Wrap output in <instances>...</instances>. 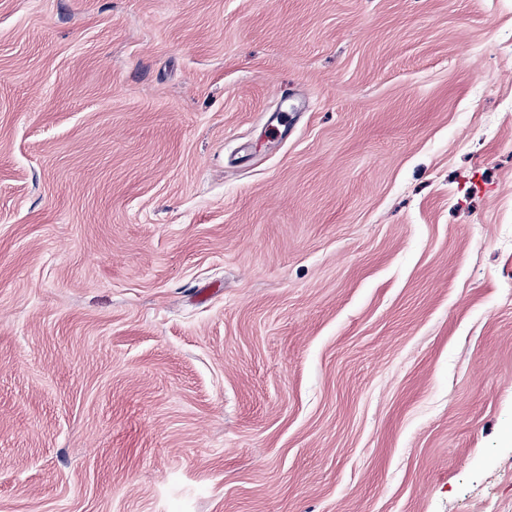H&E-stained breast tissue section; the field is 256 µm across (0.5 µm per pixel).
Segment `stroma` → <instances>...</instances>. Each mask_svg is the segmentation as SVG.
<instances>
[{
    "label": "stroma",
    "mask_w": 512,
    "mask_h": 512,
    "mask_svg": "<svg viewBox=\"0 0 512 512\" xmlns=\"http://www.w3.org/2000/svg\"><path fill=\"white\" fill-rule=\"evenodd\" d=\"M0 512H512V0H0Z\"/></svg>",
    "instance_id": "35a3bbf8"
}]
</instances>
